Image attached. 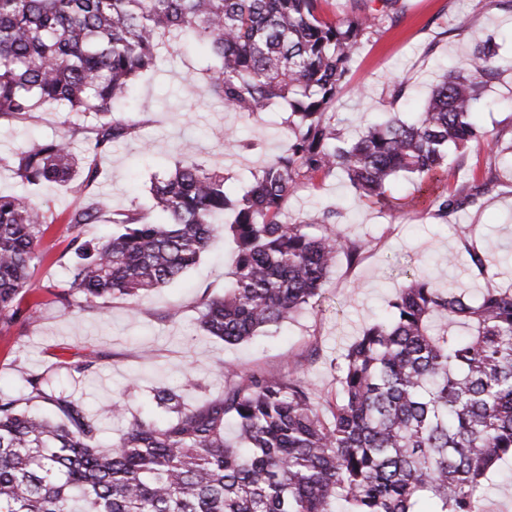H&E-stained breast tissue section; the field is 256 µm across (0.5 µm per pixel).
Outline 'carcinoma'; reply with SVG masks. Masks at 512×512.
<instances>
[{
	"mask_svg": "<svg viewBox=\"0 0 512 512\" xmlns=\"http://www.w3.org/2000/svg\"><path fill=\"white\" fill-rule=\"evenodd\" d=\"M323 2L0 0V118L46 104L69 115V136L0 157L24 183L89 188L112 144L137 134L139 122L117 115L118 103L184 42L217 61L196 80L229 111L288 109L282 149L236 198L187 144L151 179L163 219L130 208L112 218L111 238L91 246L80 236L99 204L72 210L77 261L60 303L72 291L97 304L174 282L227 213L230 285L200 303L199 323L235 345L293 319L320 295L339 256L353 262L366 249L340 230L315 231L334 208L281 219L302 181L340 171L359 198L389 206L404 176L442 218L479 205L492 180L464 195L446 180L452 154L483 137L476 110L498 74L495 43L477 41L466 68L447 72L414 120L389 113L345 138L335 111L354 56L405 5L353 0L356 16L336 21ZM86 132L84 160L69 139ZM47 229L32 200L0 195L1 321L19 315ZM389 308L337 366L328 418L306 378L222 364V395L187 406L156 389L165 423L135 416L107 445L101 421L126 413L122 401L92 412L50 379L30 377L27 398L0 396V512H480L487 473L512 455V288L491 285L473 302L463 288L407 274ZM34 400L54 416L33 410Z\"/></svg>",
	"mask_w": 512,
	"mask_h": 512,
	"instance_id": "obj_1",
	"label": "carcinoma"
}]
</instances>
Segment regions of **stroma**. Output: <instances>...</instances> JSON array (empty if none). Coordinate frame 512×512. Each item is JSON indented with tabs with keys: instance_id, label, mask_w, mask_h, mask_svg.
<instances>
[{
	"instance_id": "stroma-1",
	"label": "stroma",
	"mask_w": 512,
	"mask_h": 512,
	"mask_svg": "<svg viewBox=\"0 0 512 512\" xmlns=\"http://www.w3.org/2000/svg\"><path fill=\"white\" fill-rule=\"evenodd\" d=\"M463 14L471 26L461 30L457 19ZM489 36L501 46L502 68L480 111L488 140L471 145L461 167L448 174L452 192L469 189L473 179L492 177L481 207L459 210L443 220L429 203L413 198L405 180L395 184V202L389 208L359 201L339 172L299 184L288 201L286 220L335 206L334 223L367 248L356 262L338 258L320 296L287 326L238 345L207 336L198 323L200 301L223 294L228 280L234 244L224 233L215 234L181 280L137 304L111 299L100 309L76 293L65 308L56 295L70 282L75 260L66 218L76 207L99 203V219L84 225L83 238L94 241L111 234L114 214L134 206L149 209L152 174L173 166L187 140L195 144L198 160L223 171L230 192L243 193L251 171L283 143L284 107L247 117L226 111L204 88H192L197 69L206 62L204 50L195 45L163 55L154 72L136 81L126 108L139 122L137 135L113 145L89 189L77 192L52 183L33 188L0 168V194L32 199L50 222L41 241L44 258L19 304L24 314L36 309L37 318L29 324H0V394L26 397L28 377L46 373L88 408L119 398L133 413L154 418L158 412L150 395L155 389H173L188 405L221 393L224 374L218 365L224 361L245 371H294L305 375L320 396H332L338 388L336 362L375 321L402 281L393 262L478 298L485 275L469 265L461 239L467 226L490 263L488 273L498 284L512 286V261L503 260L512 250V168L506 156L488 145L492 139L503 145L512 142V0H406L403 16L358 49L336 106V123L351 137L388 111L412 119L439 77L463 63L477 40ZM402 80L407 83L405 95L392 97L393 84ZM65 118V113L46 107L17 120H0V156L66 135ZM229 130L243 145L234 156L224 153ZM451 252L458 255L453 267L445 261ZM90 356L97 357V365L74 372V365ZM481 512H512L511 456L489 476Z\"/></svg>"
}]
</instances>
